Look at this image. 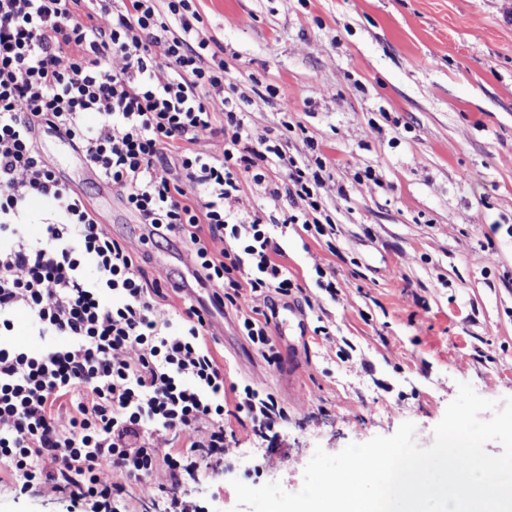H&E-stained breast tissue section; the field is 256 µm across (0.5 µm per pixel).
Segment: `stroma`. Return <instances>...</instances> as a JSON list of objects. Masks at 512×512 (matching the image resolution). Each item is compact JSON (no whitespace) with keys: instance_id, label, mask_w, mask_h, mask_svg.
Instances as JSON below:
<instances>
[{"instance_id":"obj_1","label":"stroma","mask_w":512,"mask_h":512,"mask_svg":"<svg viewBox=\"0 0 512 512\" xmlns=\"http://www.w3.org/2000/svg\"><path fill=\"white\" fill-rule=\"evenodd\" d=\"M204 36L248 100L253 133L288 155L327 158L321 190L333 236L290 226L277 242L299 285L310 335L301 371L287 349L268 364L237 312L211 317L206 342L227 382L283 400L265 434L234 425L228 454L177 492L202 512H233L232 480L297 492L316 449L389 436L406 421L426 447L458 385L512 396V0H194ZM288 86L289 114L269 87ZM292 132H284L283 122ZM41 151L124 241L147 276L166 261L187 274L174 239L136 234L138 220L87 175L69 144ZM372 170L373 179L355 175ZM336 270V292L315 284ZM0 512H72L65 495L0 485Z\"/></svg>"}]
</instances>
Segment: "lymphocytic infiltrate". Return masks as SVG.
Segmentation results:
<instances>
[{
	"label": "lymphocytic infiltrate",
	"mask_w": 512,
	"mask_h": 512,
	"mask_svg": "<svg viewBox=\"0 0 512 512\" xmlns=\"http://www.w3.org/2000/svg\"><path fill=\"white\" fill-rule=\"evenodd\" d=\"M200 22L193 0H0V464L18 493L49 487L81 512H129L127 487L161 469L166 512H197L173 489L223 461L230 414L255 430L287 416L249 385L225 406L206 309L164 308L160 279L146 278L36 138L55 128L151 234L178 237L221 305L253 299L241 331L277 362L257 301L295 286L275 232L334 224L320 194L327 158L302 165L280 139L252 135ZM207 135L221 137L220 153L197 150ZM275 165L286 183L269 178ZM245 177L287 198L281 219L235 211ZM37 198L56 204L57 219L32 236L23 217ZM20 312L45 349L10 343Z\"/></svg>",
	"instance_id": "obj_1"
}]
</instances>
